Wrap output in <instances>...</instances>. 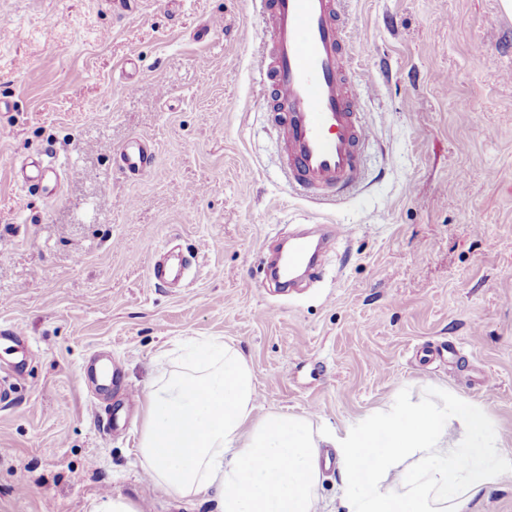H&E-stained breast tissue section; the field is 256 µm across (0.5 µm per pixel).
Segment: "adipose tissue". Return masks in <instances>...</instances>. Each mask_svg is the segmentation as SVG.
I'll return each mask as SVG.
<instances>
[{"mask_svg": "<svg viewBox=\"0 0 512 512\" xmlns=\"http://www.w3.org/2000/svg\"><path fill=\"white\" fill-rule=\"evenodd\" d=\"M194 352L145 395L139 455L166 495L214 512H319L321 451L333 448L344 483L367 490L348 512H467L512 470L481 406L381 411L340 438L301 416L254 418L253 371L232 343Z\"/></svg>", "mask_w": 512, "mask_h": 512, "instance_id": "ef3b65f1", "label": "adipose tissue"}]
</instances>
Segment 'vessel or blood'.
<instances>
[{"mask_svg": "<svg viewBox=\"0 0 512 512\" xmlns=\"http://www.w3.org/2000/svg\"><path fill=\"white\" fill-rule=\"evenodd\" d=\"M258 2L264 50L257 69L288 178L312 202L338 204L362 183L363 154L372 141L346 66L342 0ZM117 164L122 173L143 177L153 168V152L146 140L135 138L120 150ZM46 173L42 162H30L23 174L30 193H47ZM313 261L308 237L295 238L286 270Z\"/></svg>", "mask_w": 512, "mask_h": 512, "instance_id": "b4317fda", "label": "vessel or blood"}]
</instances>
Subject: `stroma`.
Listing matches in <instances>:
<instances>
[{
  "label": "stroma",
  "instance_id": "35a3bbf8",
  "mask_svg": "<svg viewBox=\"0 0 512 512\" xmlns=\"http://www.w3.org/2000/svg\"><path fill=\"white\" fill-rule=\"evenodd\" d=\"M0 0V512H87L111 493L149 512H210L143 476L145 394L191 339L251 365L255 416L344 435L379 409L448 394L484 407L512 458V16L500 0H346L348 69L374 138L362 187L321 210L295 195L256 59L254 0ZM218 21L209 29L210 21ZM149 140L151 173L115 165ZM52 148L55 195L20 168ZM345 233L315 278L268 285L274 241ZM178 284L151 280L160 254ZM100 353L111 395L84 376ZM496 381L485 393V375Z\"/></svg>",
  "mask_w": 512,
  "mask_h": 512
}]
</instances>
